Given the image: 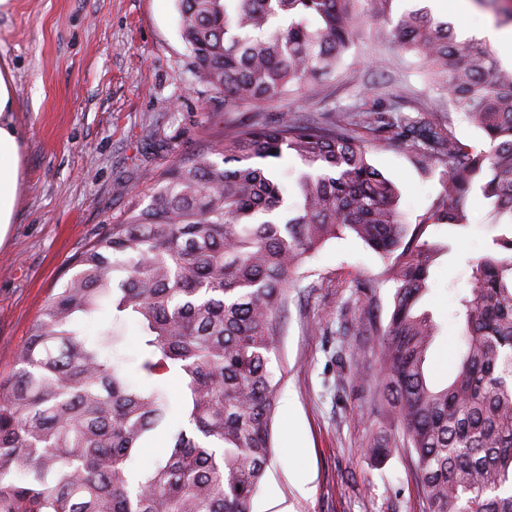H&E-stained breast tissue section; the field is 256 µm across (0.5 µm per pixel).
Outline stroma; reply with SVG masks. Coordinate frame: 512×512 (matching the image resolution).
<instances>
[{
    "instance_id": "1",
    "label": "stroma",
    "mask_w": 512,
    "mask_h": 512,
    "mask_svg": "<svg viewBox=\"0 0 512 512\" xmlns=\"http://www.w3.org/2000/svg\"><path fill=\"white\" fill-rule=\"evenodd\" d=\"M428 8L461 39L512 28L505 16L469 0H394L389 17L367 20L363 35L335 73L302 94L262 107L279 112H344L359 103L362 84L384 99H403L455 136L484 148L479 129L444 102L417 58L376 30L392 29L405 12ZM13 71L21 143L15 222L0 245V376L42 308L72 273L88 243L117 223L135 190H147L171 154L162 138L194 153L218 141L244 114L197 83L180 34L176 0H13L0 13V61ZM369 162L399 191L409 223L425 215L442 189L437 170L422 169L405 146L365 144ZM467 226H429L440 244L421 308L437 327L426 358L430 383L443 387L464 351L458 298L470 286L472 264L501 227L479 195L466 201ZM384 259L352 234L327 241L299 272L280 315L282 333L272 371L284 374L272 426L273 457L253 512H424L413 462L402 452L376 465L365 448L390 431L392 419L375 401L379 364L369 353L342 364L337 354L359 350L360 337L338 330L347 314L384 328L394 283ZM370 284L371 292L357 286Z\"/></svg>"
}]
</instances>
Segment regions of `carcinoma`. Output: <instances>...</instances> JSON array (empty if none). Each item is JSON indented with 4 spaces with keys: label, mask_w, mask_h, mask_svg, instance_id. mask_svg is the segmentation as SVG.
I'll return each instance as SVG.
<instances>
[{
    "label": "carcinoma",
    "mask_w": 512,
    "mask_h": 512,
    "mask_svg": "<svg viewBox=\"0 0 512 512\" xmlns=\"http://www.w3.org/2000/svg\"><path fill=\"white\" fill-rule=\"evenodd\" d=\"M178 2L195 80L224 95L226 112L332 75L363 21L354 0ZM390 35L486 148L376 100L330 118L287 111L226 124L202 152L171 148L148 191L75 258L17 369L0 377V512H252L283 380L270 370L280 313L307 259L345 231L388 260L383 276L395 283L382 332L361 319L346 327L379 336L377 399L396 420L368 454L409 451L425 512H512V234L493 237L472 268L460 300L465 351L443 388L425 373L435 326L418 310L440 251L423 239L429 225H468L464 201L479 191L494 224L512 227V69L425 10ZM367 136L443 165L442 192L417 224L369 163ZM286 152L305 166L294 199L275 173ZM105 310L87 335L82 321ZM128 322L140 330L135 382L112 358ZM157 439L165 453L135 468Z\"/></svg>",
    "instance_id": "obj_1"
}]
</instances>
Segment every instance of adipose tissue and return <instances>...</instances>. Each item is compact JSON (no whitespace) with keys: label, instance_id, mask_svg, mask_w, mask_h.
I'll use <instances>...</instances> for the list:
<instances>
[{"label":"adipose tissue","instance_id":"ef3b65f1","mask_svg":"<svg viewBox=\"0 0 512 512\" xmlns=\"http://www.w3.org/2000/svg\"><path fill=\"white\" fill-rule=\"evenodd\" d=\"M14 76L9 66L0 67V243L14 221L20 176V143L15 121Z\"/></svg>","mask_w":512,"mask_h":512}]
</instances>
